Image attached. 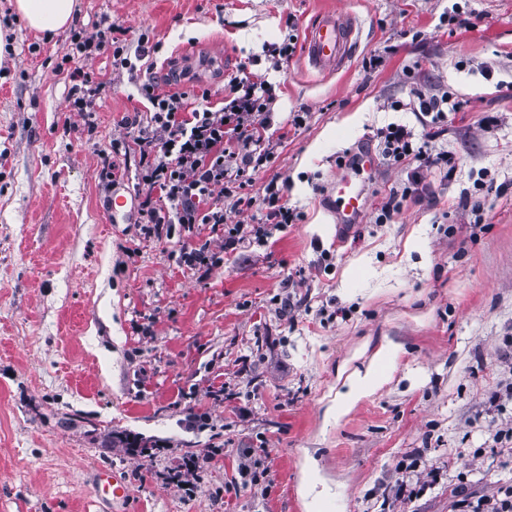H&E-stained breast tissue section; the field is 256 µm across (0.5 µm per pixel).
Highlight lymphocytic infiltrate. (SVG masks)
<instances>
[{"mask_svg": "<svg viewBox=\"0 0 512 512\" xmlns=\"http://www.w3.org/2000/svg\"><path fill=\"white\" fill-rule=\"evenodd\" d=\"M149 42V36H140L137 54L132 57L125 43L109 41L106 30L89 34L81 28L71 35L74 53L65 54L64 59L72 63L75 54L108 46L113 67L128 69L133 59L149 57ZM138 91L150 110L125 117L123 125L140 154L141 184L146 190L140 204L141 223L170 236L179 224H223L225 198H233L238 207L252 206L254 200L244 190L274 150L266 135L273 101L267 82L231 78L219 108L192 106L187 94L158 92L150 80L141 83ZM380 138L384 156L403 166L408 176L401 194L382 206L383 217L399 211L404 201L422 200L426 175L437 172L448 178L455 170L456 158L451 152L436 153L429 143H415L406 126H388ZM261 201L267 223L226 227L225 250L263 244L273 231L295 223L297 215L277 180L265 184Z\"/></svg>", "mask_w": 512, "mask_h": 512, "instance_id": "lymphocytic-infiltrate-1", "label": "lymphocytic infiltrate"}]
</instances>
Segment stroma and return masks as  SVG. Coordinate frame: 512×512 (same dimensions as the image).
<instances>
[{"label":"stroma","instance_id":"stroma-1","mask_svg":"<svg viewBox=\"0 0 512 512\" xmlns=\"http://www.w3.org/2000/svg\"><path fill=\"white\" fill-rule=\"evenodd\" d=\"M329 9L358 24L351 60L325 73L298 49L273 67L271 46L304 42ZM105 18L129 48L154 37V68L94 51L83 67L102 89L79 113L69 31L46 39L0 0V512H104L98 465L130 480L129 512H307L305 483L321 512H460L512 485V445L495 436L512 421V0H77L74 27ZM150 75L198 106L221 105L232 76L267 80L275 149L250 193L287 181L299 221L206 275L179 250L222 252L223 227L145 234L122 120L146 111ZM444 90L459 110L432 147L456 156L452 177L383 221L406 173L378 159L361 222L337 223L345 159L379 151L392 124L421 134L391 102ZM475 191L477 224L460 206ZM384 345L387 382L327 416ZM194 410L211 429H190ZM210 448L193 491L177 487L184 456ZM251 448L256 485L238 474ZM412 461L438 478L404 503L398 465Z\"/></svg>","mask_w":512,"mask_h":512}]
</instances>
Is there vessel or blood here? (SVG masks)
I'll return each mask as SVG.
<instances>
[{
    "instance_id": "1",
    "label": "vessel or blood",
    "mask_w": 512,
    "mask_h": 512,
    "mask_svg": "<svg viewBox=\"0 0 512 512\" xmlns=\"http://www.w3.org/2000/svg\"><path fill=\"white\" fill-rule=\"evenodd\" d=\"M358 28L354 18L341 12L322 14L309 28L305 40V55L320 71L337 70L356 49ZM336 202V217L341 223H353L366 209L362 186L350 176L336 179L331 187ZM92 482L100 500L112 505L128 504L131 498L129 482L105 467L96 469Z\"/></svg>"
}]
</instances>
